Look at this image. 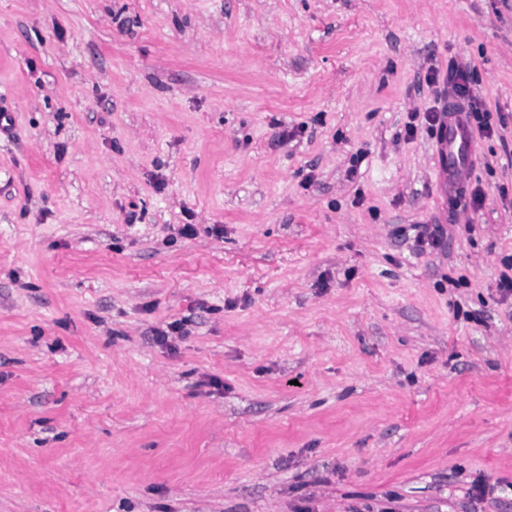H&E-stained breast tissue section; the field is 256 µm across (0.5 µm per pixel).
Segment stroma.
Returning <instances> with one entry per match:
<instances>
[{
  "instance_id": "stroma-1",
  "label": "stroma",
  "mask_w": 512,
  "mask_h": 512,
  "mask_svg": "<svg viewBox=\"0 0 512 512\" xmlns=\"http://www.w3.org/2000/svg\"><path fill=\"white\" fill-rule=\"evenodd\" d=\"M0 113V512H512V6L0 0ZM471 72L468 65L459 64L454 60L448 63V83L452 85L457 96L467 102V114L473 128L481 135L490 136L494 131L492 112L481 111L475 106L470 97ZM460 105L448 102V121L443 129L447 150L441 165L448 174V199L454 200L468 181L477 151V138L466 121Z\"/></svg>"
}]
</instances>
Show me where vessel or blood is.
Wrapping results in <instances>:
<instances>
[{
    "label": "vessel or blood",
    "instance_id": "b4317fda",
    "mask_svg": "<svg viewBox=\"0 0 512 512\" xmlns=\"http://www.w3.org/2000/svg\"><path fill=\"white\" fill-rule=\"evenodd\" d=\"M446 150L441 165L448 175V197L456 199L463 191L477 151V138L466 121L460 105L449 104L448 120L443 129Z\"/></svg>",
    "mask_w": 512,
    "mask_h": 512
}]
</instances>
